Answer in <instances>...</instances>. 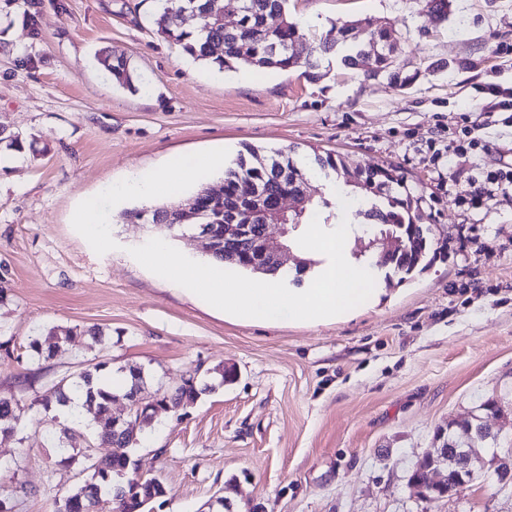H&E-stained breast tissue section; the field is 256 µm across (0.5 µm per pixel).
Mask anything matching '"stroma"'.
Returning a JSON list of instances; mask_svg holds the SVG:
<instances>
[{
	"mask_svg": "<svg viewBox=\"0 0 512 512\" xmlns=\"http://www.w3.org/2000/svg\"><path fill=\"white\" fill-rule=\"evenodd\" d=\"M153 0H0V130L24 158L0 172V392L26 412L0 433V495L12 512H54L81 485L73 449L110 455L93 431L35 393L104 362L138 367L160 396L197 370V400L134 423L130 454L167 488L157 512H512L490 460L456 494L408 484L437 429L512 404V185L469 202L471 181L512 165V120L485 111L483 87L512 89V0H288L307 58L332 25L371 18L400 46L398 80L324 62L300 71H224L193 61L145 26ZM123 59L118 85L97 54ZM408 86H399V79ZM472 148L456 149L465 122ZM338 154L348 166L401 167L444 248L430 269L385 282L333 322L265 327L212 309L129 253L154 238L122 222L103 189L166 168L178 154L246 149ZM96 198L108 230L73 219ZM81 329L53 357L27 346ZM98 327L101 342L86 330Z\"/></svg>",
	"mask_w": 512,
	"mask_h": 512,
	"instance_id": "obj_1",
	"label": "stroma"
}]
</instances>
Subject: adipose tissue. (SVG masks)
Instances as JSON below:
<instances>
[{
	"label": "adipose tissue",
	"mask_w": 512,
	"mask_h": 512,
	"mask_svg": "<svg viewBox=\"0 0 512 512\" xmlns=\"http://www.w3.org/2000/svg\"><path fill=\"white\" fill-rule=\"evenodd\" d=\"M216 163V158L208 155L180 157L173 161L169 172L157 173L132 184H112L106 187L105 192L115 200L135 196L150 203L175 195L181 182L196 180Z\"/></svg>",
	"instance_id": "1"
}]
</instances>
